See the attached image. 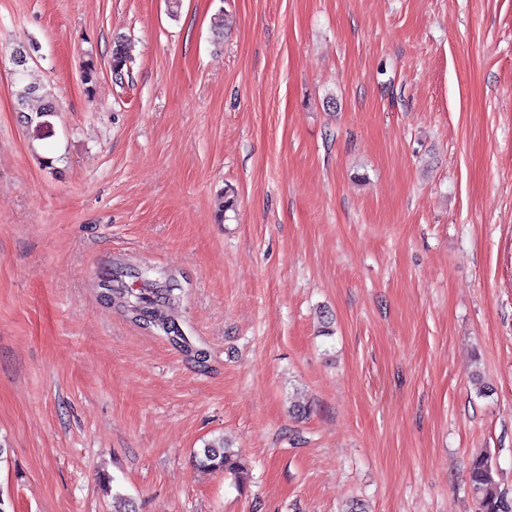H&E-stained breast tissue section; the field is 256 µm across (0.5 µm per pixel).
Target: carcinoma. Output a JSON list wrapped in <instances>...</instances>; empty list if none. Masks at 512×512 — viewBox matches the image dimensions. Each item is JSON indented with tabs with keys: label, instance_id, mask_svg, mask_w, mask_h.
<instances>
[{
	"label": "carcinoma",
	"instance_id": "carcinoma-1",
	"mask_svg": "<svg viewBox=\"0 0 512 512\" xmlns=\"http://www.w3.org/2000/svg\"><path fill=\"white\" fill-rule=\"evenodd\" d=\"M129 61L124 44L117 42L112 52V73L120 76ZM19 86L16 90V104L20 112H25L28 101L38 98L42 105L35 114L27 117L28 122L44 123V119L57 112L56 98L48 85L31 65L16 70ZM129 277L140 282L141 287L129 288L123 284V278ZM101 295H109L110 306L121 310L127 319L148 332L164 336L170 343L197 357V362L204 363L207 353L195 348L180 327L169 316L158 313L161 303L178 306L183 289L167 271L150 266H124L115 273H105L100 281ZM196 466L213 473L230 472L241 478L244 465L238 454L224 446V440L218 439L205 445L195 454ZM495 470L489 457L475 458L469 471L470 484L478 500V512H512V499L497 492Z\"/></svg>",
	"mask_w": 512,
	"mask_h": 512
}]
</instances>
